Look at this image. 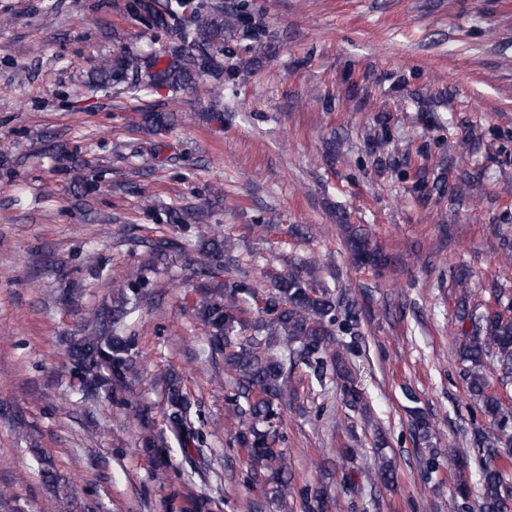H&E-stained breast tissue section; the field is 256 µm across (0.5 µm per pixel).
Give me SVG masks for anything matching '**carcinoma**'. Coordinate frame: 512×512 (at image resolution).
Masks as SVG:
<instances>
[{
	"mask_svg": "<svg viewBox=\"0 0 512 512\" xmlns=\"http://www.w3.org/2000/svg\"><path fill=\"white\" fill-rule=\"evenodd\" d=\"M153 28L171 37V52L143 56L122 53L101 58L92 73L96 85L125 84L130 93H149L162 86L177 93L193 88L201 74L211 77L210 99L224 106V29H235L250 41V50L263 54L268 40L261 24H241L239 6L199 5L184 12L181 0H166L158 8L146 0L134 4ZM132 119L163 128L175 120V113L140 112ZM348 244L360 264L381 270L387 257L371 246L365 234L348 228ZM147 258L133 263L125 276L112 281L109 300L81 314L77 328L64 337L68 363L66 370L79 382L84 399L104 398L115 405L132 403L133 385L140 379L139 354L127 335V319L151 303V274L158 263L172 253L195 249L200 260L189 266L190 275L201 279L200 299L193 306V317L206 329L209 349L224 355V370L231 383L225 394L228 417L236 428L234 442L247 452L251 468L266 472L268 493L281 508H288L292 496L290 462L283 432L288 405L297 396L292 384L295 371L308 383L326 391L336 384L342 404L352 411L364 405L353 359L359 356L365 309L351 288L329 285L312 260H301L288 269L271 272L263 284L244 267L263 261L256 253L241 257L234 241L224 235L221 225L210 228L207 237L189 245L177 239L156 238L144 243ZM450 277L460 290L456 321V355L462 365L461 377L476 404L475 414L496 426L490 433L474 424L468 439L470 447L485 459L481 468L479 512H508L512 482L507 469L512 465V413L505 411L500 394L492 391L487 363H496L497 380L512 385V299L503 284L493 280L483 292L496 307L477 312L470 304L471 273L464 267L450 269ZM413 404L414 440L429 441L430 426L419 399L406 392ZM165 428L157 431L147 413L140 414L142 451L157 468L156 478H169L164 452L176 444L186 459L203 454L207 433L197 426L195 402L182 386L179 375L166 379ZM418 465L427 478L443 466L455 471L452 512H473L469 487L461 471L456 449H437L419 457ZM395 461L381 452L376 474L388 484L394 480ZM305 512H329L331 499L319 489H306ZM217 500L207 492L185 498L180 512H215Z\"/></svg>",
	"mask_w": 512,
	"mask_h": 512,
	"instance_id": "cac0c4a2",
	"label": "carcinoma"
}]
</instances>
